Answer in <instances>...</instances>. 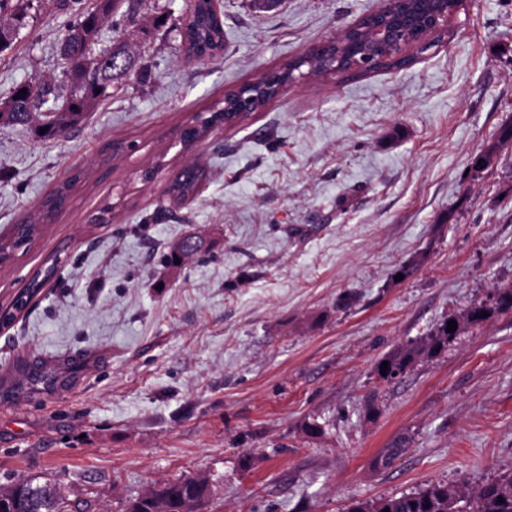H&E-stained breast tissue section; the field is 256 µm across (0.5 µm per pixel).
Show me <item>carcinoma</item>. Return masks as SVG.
Returning a JSON list of instances; mask_svg holds the SVG:
<instances>
[{"label": "carcinoma", "mask_w": 512, "mask_h": 512, "mask_svg": "<svg viewBox=\"0 0 512 512\" xmlns=\"http://www.w3.org/2000/svg\"><path fill=\"white\" fill-rule=\"evenodd\" d=\"M32 0H0V53L11 47L19 37L27 10ZM122 0H100L92 11L83 13L71 25L62 41L70 57L67 73L69 92L61 108L56 112L41 113L40 109L50 100L57 98L56 89L48 84L25 83L26 94L12 96L0 102V124L30 126L42 140H54L66 130L78 125L100 101L107 97V91L114 83L139 78L142 72L136 70V61L128 44H123L120 53L127 56L130 68L122 70L123 61H117L116 73L99 80L90 79L95 69L97 53L93 46L101 26L114 12ZM186 52L201 54L207 51H224V24L210 9L209 0H196L192 17L186 25ZM238 94L227 93L226 111L210 110L215 119L239 122L242 117L232 110L233 100ZM512 145V124L503 125L496 142L477 156L475 167L486 166L500 149ZM203 171L194 165L185 167L169 188V193L180 198L194 194ZM55 273V265L37 271L30 279L20 306L13 304L0 309V321L12 323L16 314L25 310L28 301L34 299ZM487 316H482V313ZM512 313V285L497 286L482 301L471 304L451 317L456 322L454 332L447 331V323L418 343H409L384 357L388 362L386 376H403L411 365L423 355L432 356L448 349L459 336L469 328L507 313ZM407 439L401 436L384 449L374 460L377 468H389L406 452ZM58 482L51 478L38 480L17 478L8 485H0V512H38L45 507L49 512H90L89 503L83 500L71 501L68 496L57 492ZM210 483L203 478H184L149 490L131 501L132 512H191L190 507H201L210 497ZM504 502H498V498ZM512 512V473L490 480L472 492L454 484L430 482L414 493L400 496L381 497L376 500L358 502L348 512Z\"/></svg>", "instance_id": "cac0c4a2"}]
</instances>
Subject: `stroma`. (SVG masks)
<instances>
[{"instance_id": "1", "label": "stroma", "mask_w": 512, "mask_h": 512, "mask_svg": "<svg viewBox=\"0 0 512 512\" xmlns=\"http://www.w3.org/2000/svg\"><path fill=\"white\" fill-rule=\"evenodd\" d=\"M95 2L39 8L0 53V97L20 83L64 89L60 42ZM381 5L220 0L226 50L198 62L181 52L187 0L123 5L96 47L147 25L146 80L111 88L52 141L0 126V237L40 222L45 196L82 172L65 209L0 267L5 305L58 261L0 330V381L16 390L0 398V485L51 475L93 512H124L152 487L206 477L202 512H346L512 472V314L398 382L375 371L512 284V151L473 166L512 121V0H464L408 67L290 84L191 148L174 135ZM115 141L126 153L112 154ZM190 164L204 171L199 191L172 201ZM188 235L204 249L169 266ZM313 419L321 434L306 433ZM400 436L406 454L373 468ZM54 273L55 263H52L44 270V272L42 270H39L31 277L30 281L28 279L24 286L20 288V290L14 297L13 303L11 305H7L1 308V323L3 322L10 325L15 320L16 314L27 308L28 300L21 301L20 306L18 308L15 307V303L17 302V300L15 301V299L24 293V290L25 288H27V285L28 288L27 292L25 293V296L29 299L30 302L31 300H34V298L41 292L42 288L46 285V283L52 279Z\"/></svg>"}]
</instances>
